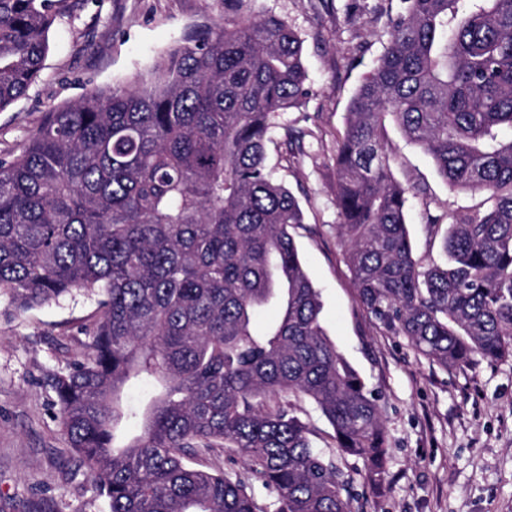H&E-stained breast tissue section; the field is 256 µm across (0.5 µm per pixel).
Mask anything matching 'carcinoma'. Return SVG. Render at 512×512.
Masks as SVG:
<instances>
[{"mask_svg": "<svg viewBox=\"0 0 512 512\" xmlns=\"http://www.w3.org/2000/svg\"><path fill=\"white\" fill-rule=\"evenodd\" d=\"M252 2L224 0L150 81L50 110L0 160V295L20 310L97 297L87 356L49 385L109 512H352L281 394L310 400L373 480L385 471L379 400L326 334L290 233L303 211L266 165L273 115L307 95L303 40ZM56 18L55 0H0V112L38 78ZM389 121L450 190L482 197L447 215L444 265L414 257ZM507 130L512 0H400L336 142V236L360 304L443 369L512 357ZM133 380L155 388L139 409ZM212 448L244 471L192 464Z\"/></svg>", "mask_w": 512, "mask_h": 512, "instance_id": "obj_1", "label": "carcinoma"}]
</instances>
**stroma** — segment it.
Instances as JSON below:
<instances>
[{"mask_svg": "<svg viewBox=\"0 0 512 512\" xmlns=\"http://www.w3.org/2000/svg\"><path fill=\"white\" fill-rule=\"evenodd\" d=\"M44 67L26 94L0 112V158L18 155L51 109L89 90L126 86L197 24L219 19L220 0H62ZM303 40L308 93L275 115L267 163L298 199L295 239L320 291L322 322L381 406L388 441L382 488L364 461L340 454L353 512H512V358L442 369L405 336L361 308L336 236V140L350 99L383 53L398 0H254ZM304 131L289 149L285 128ZM394 177L409 187L406 222L417 257L439 259L429 217L480 202L450 191L431 159L388 126ZM94 298L20 311L0 296V512H109L54 415L48 374L86 353Z\"/></svg>", "mask_w": 512, "mask_h": 512, "instance_id": "stroma-1", "label": "stroma"}]
</instances>
